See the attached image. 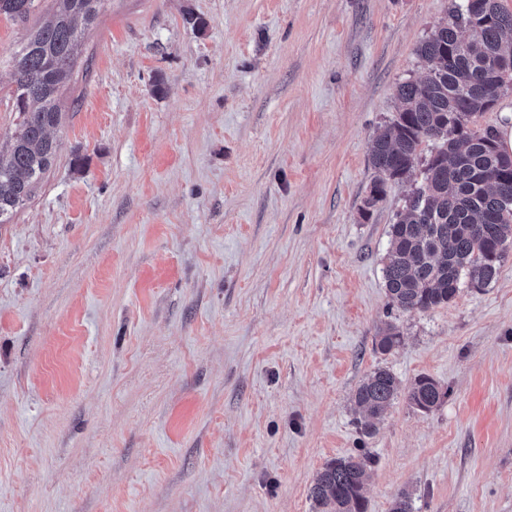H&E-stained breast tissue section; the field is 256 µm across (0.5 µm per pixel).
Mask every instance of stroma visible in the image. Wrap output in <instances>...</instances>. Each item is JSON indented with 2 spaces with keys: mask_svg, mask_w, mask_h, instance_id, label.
Listing matches in <instances>:
<instances>
[{
  "mask_svg": "<svg viewBox=\"0 0 512 512\" xmlns=\"http://www.w3.org/2000/svg\"><path fill=\"white\" fill-rule=\"evenodd\" d=\"M0 15L10 56L57 9ZM448 0H105L55 160L0 224V512H313L324 465L368 459V512H512V253L423 313L390 308L369 218L376 131ZM204 20L203 29L187 16ZM404 340L380 353V327ZM398 398L364 433L376 368ZM401 392L399 381L387 369L379 367L363 379L353 399L362 414L361 425L366 433L373 432L374 420L385 412ZM404 395L411 406L428 413L440 405L448 393L432 378L420 376L404 391Z\"/></svg>",
  "mask_w": 512,
  "mask_h": 512,
  "instance_id": "35a3bbf8",
  "label": "stroma"
}]
</instances>
